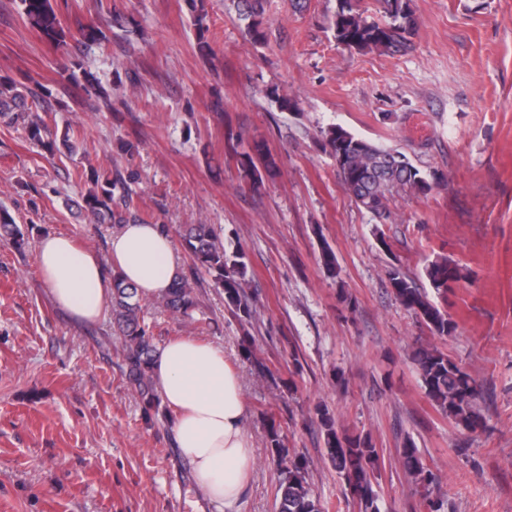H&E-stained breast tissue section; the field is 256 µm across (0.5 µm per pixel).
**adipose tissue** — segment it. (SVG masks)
<instances>
[{"mask_svg": "<svg viewBox=\"0 0 512 512\" xmlns=\"http://www.w3.org/2000/svg\"><path fill=\"white\" fill-rule=\"evenodd\" d=\"M36 264L53 304L84 324L102 317L112 269L135 284L142 299H161L176 269V250L160 225L127 224L112 235L108 261L49 232L39 240ZM152 374L163 404L175 413L174 443L189 461L199 493L219 512H236L255 462L238 373L222 349L183 336L158 348Z\"/></svg>", "mask_w": 512, "mask_h": 512, "instance_id": "1", "label": "adipose tissue"}]
</instances>
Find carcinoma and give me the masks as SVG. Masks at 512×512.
Returning <instances> with one entry per match:
<instances>
[{
    "label": "carcinoma",
    "mask_w": 512,
    "mask_h": 512,
    "mask_svg": "<svg viewBox=\"0 0 512 512\" xmlns=\"http://www.w3.org/2000/svg\"><path fill=\"white\" fill-rule=\"evenodd\" d=\"M184 2L197 32L196 50L201 57H209L213 47L206 37L209 13L205 0ZM376 2L377 9L372 10L364 0H337L331 22L336 43L358 52L378 50L394 55L408 50L417 27L409 0ZM19 4L23 19L61 51L65 58L62 71L67 77L107 98L108 93L97 76L70 53V33L62 26L52 0H19ZM232 4L238 20L244 22L245 35L256 45L265 44L268 37L267 0H232ZM270 96L280 111L296 110V102L288 92L273 88ZM49 98L50 92L41 86L33 89L8 77L0 78V117L20 121L27 140L49 156H70L76 152L77 145L70 129L60 133L49 126L45 116L51 111ZM321 137L325 151L335 159L340 180L355 204L381 220L390 218L389 203L395 193L410 190L426 195L436 187L447 185L444 178L428 181L401 152L371 143L341 127H329L321 131ZM229 140L243 180L254 191H260L264 177L277 169L274 155L258 140L246 144L242 136L232 133ZM76 177L89 184L81 202L77 203L88 223L108 224L112 228L139 223L137 216L131 213L133 191L127 180L119 175L113 178L102 174L89 160L76 171ZM33 230L34 224H17L8 211L0 209L1 242L23 251L29 245ZM178 233L189 254L191 271L176 270L168 293L152 304L169 311L178 320H193L196 276L203 274L215 287L223 290L224 302L232 314L251 319L256 312V302L249 300L244 291L247 265L243 255L225 249L213 224H183ZM425 275L435 293L442 297L462 279L459 266L446 257L431 262ZM386 277L396 301L433 334L441 337L455 335L457 323L412 277L398 267L389 268ZM110 305L112 326L122 339L123 366L128 382L137 393L145 414L162 416V400L150 370L155 346L147 312L136 288L125 283L116 271L112 272ZM413 361L425 394L437 410L456 427L470 433L484 428L482 385L474 376L430 344L419 346ZM317 415L328 460L356 500L359 512H375L372 479L381 460L379 449L369 436L339 429L328 410L319 407ZM267 442L270 454L281 468L276 512H326L324 503L308 483L306 462L288 456L283 435L273 424L268 429ZM399 460L412 482L423 486L438 484L437 475L422 464L413 441L404 442L399 450Z\"/></svg>",
    "instance_id": "cac0c4a2"
}]
</instances>
